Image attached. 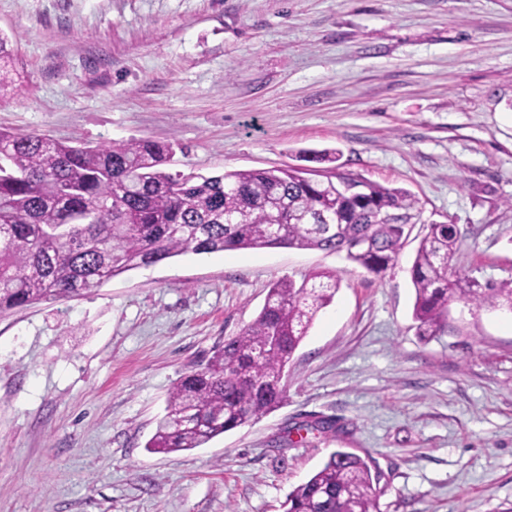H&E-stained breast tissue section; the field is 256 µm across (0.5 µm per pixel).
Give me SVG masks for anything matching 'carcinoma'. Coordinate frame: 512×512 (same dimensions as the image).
I'll return each instance as SVG.
<instances>
[{
	"mask_svg": "<svg viewBox=\"0 0 512 512\" xmlns=\"http://www.w3.org/2000/svg\"><path fill=\"white\" fill-rule=\"evenodd\" d=\"M172 145L131 138L74 146L35 131L0 130V311L90 292L125 272L192 253L288 247L345 253L369 273L392 268L418 222L419 199L403 188L326 168L250 169L205 176L162 169ZM456 225L426 226L410 268L419 335L443 327L452 301L512 311V278L481 283L452 269ZM340 288L318 272L298 284L274 281L256 317L207 364L172 388L147 447L199 448L262 418L285 398L283 368L317 313ZM334 420L304 421L328 434ZM366 459L332 453L296 486L285 512H380Z\"/></svg>",
	"mask_w": 512,
	"mask_h": 512,
	"instance_id": "obj_1",
	"label": "carcinoma"
}]
</instances>
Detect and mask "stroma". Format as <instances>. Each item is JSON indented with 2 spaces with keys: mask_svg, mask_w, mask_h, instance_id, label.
Returning a JSON list of instances; mask_svg holds the SVG:
<instances>
[{
  "mask_svg": "<svg viewBox=\"0 0 512 512\" xmlns=\"http://www.w3.org/2000/svg\"><path fill=\"white\" fill-rule=\"evenodd\" d=\"M16 91L0 129L73 145L147 138L169 171L303 166L410 190L396 265L296 248L173 257L0 312V512H283L336 450L368 457L381 512L512 506V313L451 303L418 336L409 268L431 221L453 267L512 277V0H0ZM341 278L283 404L203 446L153 453L168 395L268 288ZM310 416L330 435L299 436Z\"/></svg>",
  "mask_w": 512,
  "mask_h": 512,
  "instance_id": "1",
  "label": "stroma"
}]
</instances>
